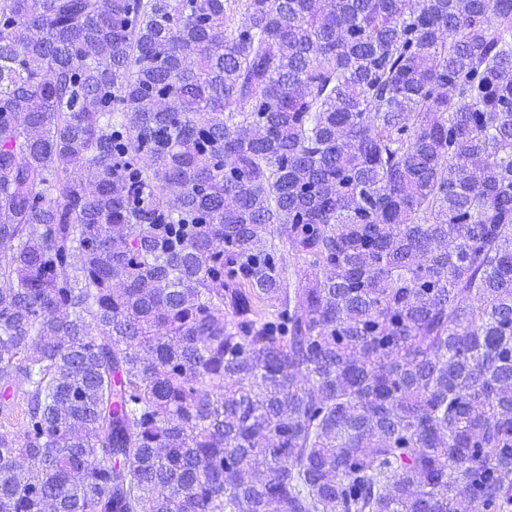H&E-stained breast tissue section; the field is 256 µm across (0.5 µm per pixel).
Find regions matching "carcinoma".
<instances>
[{"label": "carcinoma", "instance_id": "obj_1", "mask_svg": "<svg viewBox=\"0 0 512 512\" xmlns=\"http://www.w3.org/2000/svg\"><path fill=\"white\" fill-rule=\"evenodd\" d=\"M18 407L0 512H512V0H0Z\"/></svg>", "mask_w": 512, "mask_h": 512}]
</instances>
